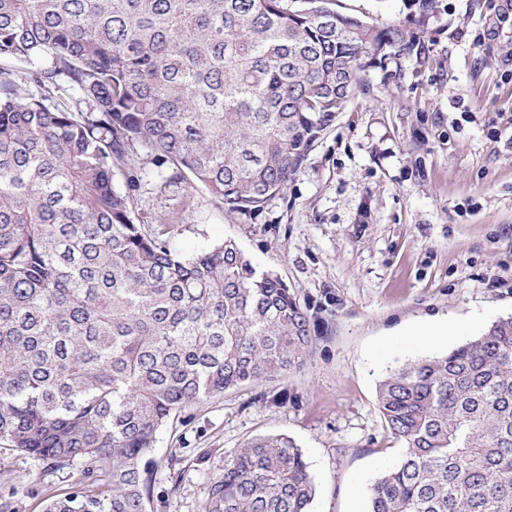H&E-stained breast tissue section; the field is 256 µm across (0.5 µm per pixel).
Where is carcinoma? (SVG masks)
Here are the masks:
<instances>
[{"label":"carcinoma","mask_w":512,"mask_h":512,"mask_svg":"<svg viewBox=\"0 0 512 512\" xmlns=\"http://www.w3.org/2000/svg\"><path fill=\"white\" fill-rule=\"evenodd\" d=\"M410 45L329 0H0V61L40 89L0 66V443L84 465L43 512H147L167 424L311 352L307 311L234 240L187 257L135 222L138 147L170 182L259 210L365 67ZM63 79L88 111L48 103ZM376 395L403 456L368 512H512V317ZM315 492L295 441L262 436L224 457L203 512H308Z\"/></svg>","instance_id":"carcinoma-1"}]
</instances>
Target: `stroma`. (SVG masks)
<instances>
[{
  "mask_svg": "<svg viewBox=\"0 0 512 512\" xmlns=\"http://www.w3.org/2000/svg\"><path fill=\"white\" fill-rule=\"evenodd\" d=\"M336 10L394 25L411 49L364 70L363 87L283 191L260 210L229 211L169 183L140 156L135 214L185 256L235 240L277 274L311 318L304 366L203 399L160 431L147 512H202L226 452L285 435L316 494L309 512H366V489L395 467L376 387L405 361L440 355L512 316V0H335ZM426 326L450 335L423 343ZM0 449V496L17 512L82 480Z\"/></svg>",
  "mask_w": 512,
  "mask_h": 512,
  "instance_id": "35a3bbf8",
  "label": "stroma"
}]
</instances>
